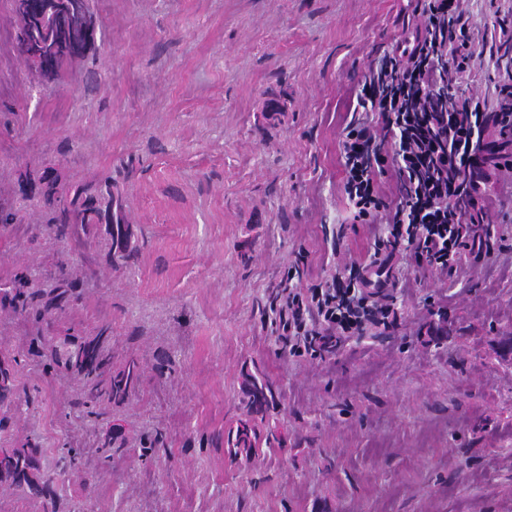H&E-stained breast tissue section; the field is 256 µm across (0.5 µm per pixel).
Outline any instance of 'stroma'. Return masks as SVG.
Masks as SVG:
<instances>
[{"instance_id":"35a3bbf8","label":"stroma","mask_w":512,"mask_h":512,"mask_svg":"<svg viewBox=\"0 0 512 512\" xmlns=\"http://www.w3.org/2000/svg\"><path fill=\"white\" fill-rule=\"evenodd\" d=\"M427 0H91L95 48L45 85L9 45L0 0V187L26 213L0 227V276L56 243L34 178H111L137 230L112 270L79 261L81 297L60 329L112 327V366L142 365L126 448L99 456L95 417L56 409L72 379L46 381L23 327L0 323V353L37 390L14 421L47 458L78 436L79 472L56 485L65 512H512V174L492 170L481 256L419 266L402 245L387 293L398 326L345 337L323 356L284 342L272 304L284 283L320 288L371 265L384 214L356 219L344 192L350 93L424 26ZM473 30L512 32V0H470ZM452 336L441 338V326ZM266 374L280 448L231 459L208 445L243 416L245 374ZM159 436L152 451L135 443Z\"/></svg>"}]
</instances>
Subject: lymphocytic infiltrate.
I'll list each match as a JSON object with an SVG mask.
<instances>
[{
    "mask_svg": "<svg viewBox=\"0 0 512 512\" xmlns=\"http://www.w3.org/2000/svg\"><path fill=\"white\" fill-rule=\"evenodd\" d=\"M464 0H431L424 28L404 40L392 56L370 69L355 95L351 111L379 116L378 127L348 126L342 145L345 192L357 218L387 211L390 235L387 253L401 244L413 245L418 262L453 270L463 249L479 251L462 230H450L448 197L460 193L452 175L469 156L475 128L469 117L484 116L487 126L501 112L512 113V44L492 40L489 55L505 62L495 102L477 95H460L456 86L466 76L477 46L470 32ZM396 136L395 157H387L382 142ZM395 163L405 194L385 210L377 175ZM387 281L364 277L359 267L331 286L302 294L283 287L276 312L286 338L315 352L334 351L342 336L366 326L390 327L397 312L388 303Z\"/></svg>",
    "mask_w": 512,
    "mask_h": 512,
    "instance_id": "1",
    "label": "lymphocytic infiltrate"
}]
</instances>
